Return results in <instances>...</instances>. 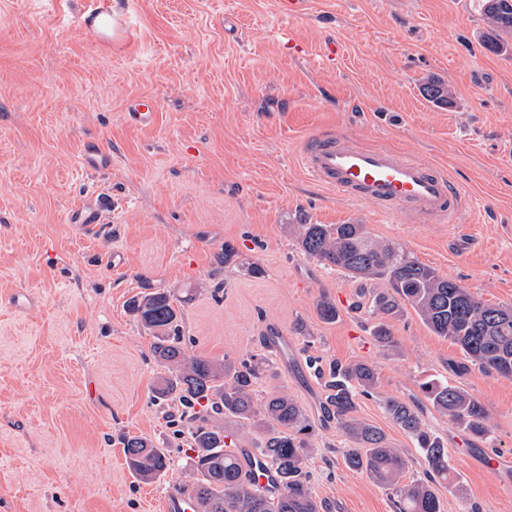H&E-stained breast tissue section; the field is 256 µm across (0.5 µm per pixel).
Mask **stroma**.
<instances>
[{"instance_id":"stroma-1","label":"stroma","mask_w":512,"mask_h":512,"mask_svg":"<svg viewBox=\"0 0 512 512\" xmlns=\"http://www.w3.org/2000/svg\"><path fill=\"white\" fill-rule=\"evenodd\" d=\"M98 6L126 28L79 29ZM489 36L481 0H308L297 19L278 0H0V512H162L186 483L182 408L152 400V337L127 309L150 288L194 289L190 353L267 357L256 398L284 393L303 409L310 488L329 512H394L388 490L347 467L314 366L375 368L355 414L385 432L412 480L427 464L384 402L449 377L461 350L411 309L392 325L398 353L380 350L374 318L352 304L386 281L307 259L291 227L365 225L512 306V50L489 51ZM431 77L450 105L424 97ZM143 97L157 104L148 128L126 117ZM324 128L444 170L469 195L459 227L410 224L315 184L299 152ZM88 197L101 228L80 236L69 214ZM228 242L241 265L218 263ZM324 296L336 322L318 315ZM271 332L286 350L266 344ZM457 382L489 409L491 434L458 449L462 428L425 409L462 487L436 486L443 512H512V379L473 368ZM129 435L167 451L160 479L132 474ZM488 454L505 467L486 468Z\"/></svg>"}]
</instances>
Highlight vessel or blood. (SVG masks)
I'll return each instance as SVG.
<instances>
[{"label": "vessel or blood", "instance_id": "1", "mask_svg": "<svg viewBox=\"0 0 512 512\" xmlns=\"http://www.w3.org/2000/svg\"><path fill=\"white\" fill-rule=\"evenodd\" d=\"M155 112V101L143 98L132 105L127 119L147 128L153 124ZM301 160L321 186L386 215L404 213L413 224L453 222L467 206L465 193L438 167L384 147L336 137L330 130L305 140ZM69 221L82 235L99 229L97 210L90 202L76 209ZM238 455L254 487L276 489L278 477L264 458L249 448L239 449Z\"/></svg>", "mask_w": 512, "mask_h": 512}]
</instances>
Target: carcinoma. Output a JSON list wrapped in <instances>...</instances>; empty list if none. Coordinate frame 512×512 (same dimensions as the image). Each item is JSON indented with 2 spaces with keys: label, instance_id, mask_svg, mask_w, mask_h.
Returning <instances> with one entry per match:
<instances>
[{
  "label": "carcinoma",
  "instance_id": "1",
  "mask_svg": "<svg viewBox=\"0 0 512 512\" xmlns=\"http://www.w3.org/2000/svg\"><path fill=\"white\" fill-rule=\"evenodd\" d=\"M482 10L493 35L488 47L508 49L512 46V0H482ZM424 94L436 105L449 104L448 87L439 80L429 81ZM295 237L305 257L330 270L358 281H387L388 288L369 302L370 314L377 318L372 338L382 350L399 352L390 322L410 307L433 333L460 347L464 362L456 370L467 371L474 365L483 372L512 377L511 306L480 301L469 289L397 246L373 239L363 224H297ZM194 293L193 288L176 295L143 292L128 305L130 313L152 334L151 354L163 369L152 387L153 398L177 399L189 411L206 403L207 414L191 416L187 425L194 457L183 491L193 497L196 512H322L323 505L313 497L307 481L311 448L305 438L309 429L306 415L285 394L262 404L255 400L253 386L266 358L252 356L234 365L189 353L180 307ZM317 311L325 322H334L339 316L336 303L326 296L318 302ZM317 374L327 376L323 413L336 420L352 444L345 455L348 467L391 490L396 512H442L434 486L455 488L459 482L442 438L422 423L423 406L432 405L481 439L489 432L487 408L446 379L423 382L421 399L387 400V414L415 440L427 463L426 478L406 482L407 462L390 447L386 434L354 415L356 396L370 394L377 385L374 367L365 362L332 361L326 369H317ZM227 419L258 433L256 448L279 478L276 493L257 494L249 486L238 456L231 452L237 444L224 426ZM123 448L128 467L143 481H154L167 469L168 455L147 437H126Z\"/></svg>",
  "mask_w": 512,
  "mask_h": 512
}]
</instances>
